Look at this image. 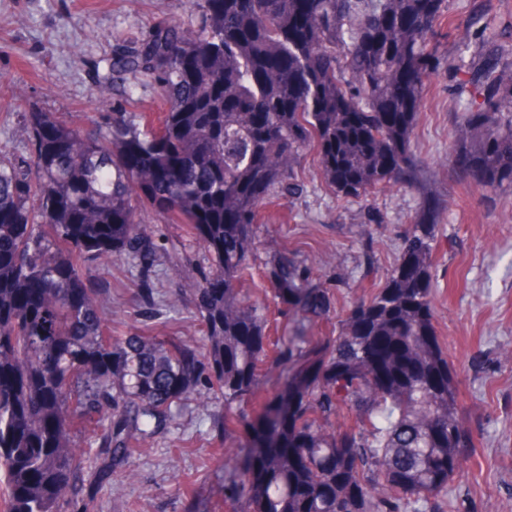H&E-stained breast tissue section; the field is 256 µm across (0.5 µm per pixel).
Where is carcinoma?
I'll list each match as a JSON object with an SVG mask.
<instances>
[{"mask_svg":"<svg viewBox=\"0 0 512 512\" xmlns=\"http://www.w3.org/2000/svg\"><path fill=\"white\" fill-rule=\"evenodd\" d=\"M191 4L197 25L147 26L97 81L103 102L129 75L151 84L158 117L12 113L26 153L0 145V512H89L189 401L233 451L226 512H445L472 439L434 324L435 224H411L385 286L316 343L307 327L333 300L301 261L265 265L295 315L286 336L244 288L262 208L300 192L306 147L347 200L420 182L410 146L441 0ZM472 82L482 102L463 103L452 152L482 185L512 184V70L488 57ZM144 207L188 225L208 263L168 249ZM164 253L192 288L159 291ZM125 256L143 326L112 336L110 287L86 269ZM187 305L199 346L155 333L161 307ZM262 376L281 384L270 401ZM344 413L353 426L333 428Z\"/></svg>","mask_w":512,"mask_h":512,"instance_id":"1","label":"carcinoma"}]
</instances>
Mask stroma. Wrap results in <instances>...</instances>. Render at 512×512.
Listing matches in <instances>:
<instances>
[{
  "instance_id": "35a3bbf8",
  "label": "stroma",
  "mask_w": 512,
  "mask_h": 512,
  "mask_svg": "<svg viewBox=\"0 0 512 512\" xmlns=\"http://www.w3.org/2000/svg\"><path fill=\"white\" fill-rule=\"evenodd\" d=\"M442 13L445 23L428 46L438 62L423 88L411 143L422 188L397 185L347 201L323 180L316 150L305 151L296 168L300 192L262 211L246 288L251 299L271 301L263 267L288 252L335 302L332 319L310 326L309 335H337L365 293L366 259L378 269L375 286L384 287L407 227L435 220V326L475 445L448 500L457 512H512V185L492 189L462 175L450 148L460 120L458 84L466 78L455 71L456 60L462 55L476 62L491 51L502 67H512V0H443ZM197 15L189 0H0V145L25 150L8 117L19 97L64 119L105 120L125 104L119 92L102 104L95 91L117 43L136 37L149 22L193 23ZM458 25L470 30L465 52L453 33ZM372 212L381 223H369ZM93 273L111 283L112 300L121 307L112 318L113 335L135 330L134 262L122 258ZM211 439L208 421L184 408L170 434L137 456V480L119 493L104 485L93 512H187L193 503L200 512H225L224 461L211 455ZM189 480L196 490L191 502L181 491Z\"/></svg>"
}]
</instances>
